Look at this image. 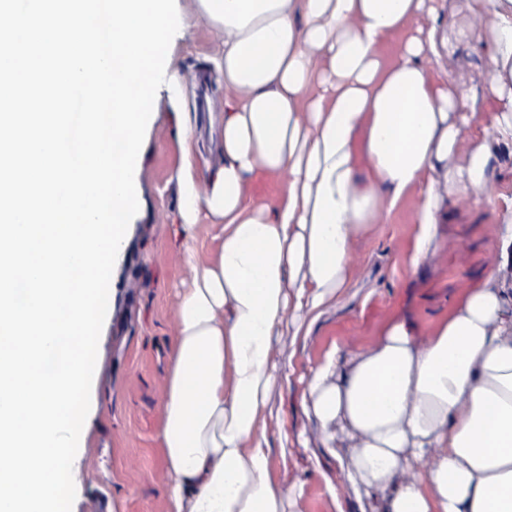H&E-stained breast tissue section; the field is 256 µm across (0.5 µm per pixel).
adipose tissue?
Listing matches in <instances>:
<instances>
[{
    "instance_id": "obj_1",
    "label": "adipose tissue",
    "mask_w": 512,
    "mask_h": 512,
    "mask_svg": "<svg viewBox=\"0 0 512 512\" xmlns=\"http://www.w3.org/2000/svg\"><path fill=\"white\" fill-rule=\"evenodd\" d=\"M221 38L224 119L210 178L181 180L184 227L221 225L175 313L159 440L170 512H296L303 486L274 447L338 448L360 512H512V208L494 268L430 333L390 324L376 343H334L310 372L315 435L274 427L289 384L282 334L309 336L352 286L354 246L418 189L410 264L439 246L458 199L495 207L483 123L512 149V0H466L486 47L481 90L438 79L436 0H194ZM406 37L392 63L380 48ZM285 177L255 202L257 172Z\"/></svg>"
}]
</instances>
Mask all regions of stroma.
<instances>
[{
    "mask_svg": "<svg viewBox=\"0 0 512 512\" xmlns=\"http://www.w3.org/2000/svg\"><path fill=\"white\" fill-rule=\"evenodd\" d=\"M179 30L167 59V82L159 90L136 176L139 211L126 233L122 258L115 263L111 305L98 344V376L91 388L92 425L76 455L85 479L76 488L72 512H88L99 491L109 493L116 512H169L167 466L158 432L166 365L174 336L175 309L189 285V262L215 257L218 229L203 223L186 234L178 177L190 171L204 185L215 155L199 130L208 115L224 109V80L211 61L218 35L190 16L189 0H176ZM438 24L456 45L445 70L463 89L477 87L484 65L483 46L464 0H437ZM512 190V152H498L489 192L496 210L460 200L444 218V243L419 270L409 264L418 192L406 194L386 223L373 225L355 248L354 296L324 315L310 336L283 337L282 358L294 374L287 388L275 390L289 433L314 431L316 422L301 405L304 376L334 342L367 346L398 319L427 333L479 287L491 271L499 209ZM320 469H312V458ZM288 478L303 485L297 512H357L348 498L333 500L325 483L343 485L336 461L325 449L289 445Z\"/></svg>",
    "mask_w": 512,
    "mask_h": 512,
    "instance_id": "1",
    "label": "stroma"
}]
</instances>
